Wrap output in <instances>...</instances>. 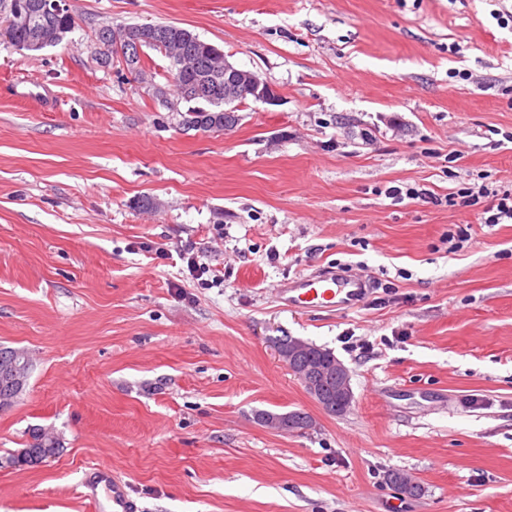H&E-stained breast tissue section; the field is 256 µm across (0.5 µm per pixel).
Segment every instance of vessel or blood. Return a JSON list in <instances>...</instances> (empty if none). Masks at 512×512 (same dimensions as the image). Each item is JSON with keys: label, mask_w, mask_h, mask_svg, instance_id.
<instances>
[{"label": "vessel or blood", "mask_w": 512, "mask_h": 512, "mask_svg": "<svg viewBox=\"0 0 512 512\" xmlns=\"http://www.w3.org/2000/svg\"><path fill=\"white\" fill-rule=\"evenodd\" d=\"M367 281L359 276L336 277L326 273L320 276L299 278L288 303L293 310L306 312L314 308L333 310L349 307L358 302L366 292ZM100 481L112 488V512H136L137 506L132 500L124 483L113 477L109 468L97 466L92 470Z\"/></svg>", "instance_id": "obj_1"}]
</instances>
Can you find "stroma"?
I'll use <instances>...</instances> for the list:
<instances>
[{
	"instance_id": "35a3bbf8",
	"label": "stroma",
	"mask_w": 512,
	"mask_h": 512,
	"mask_svg": "<svg viewBox=\"0 0 512 512\" xmlns=\"http://www.w3.org/2000/svg\"><path fill=\"white\" fill-rule=\"evenodd\" d=\"M69 9L57 46L0 39V345L32 364L0 410V457L34 428L62 444L0 467V512H89L75 489L90 462L139 512H512V223L446 201L512 191V0ZM162 23L223 48L278 104L183 128L162 53L144 49L146 83L97 53L102 27ZM461 224L471 238L449 251ZM326 271L365 275L364 299L278 302ZM283 335L343 361L349 411L328 414L279 361ZM261 410L313 424L276 432Z\"/></svg>"
}]
</instances>
